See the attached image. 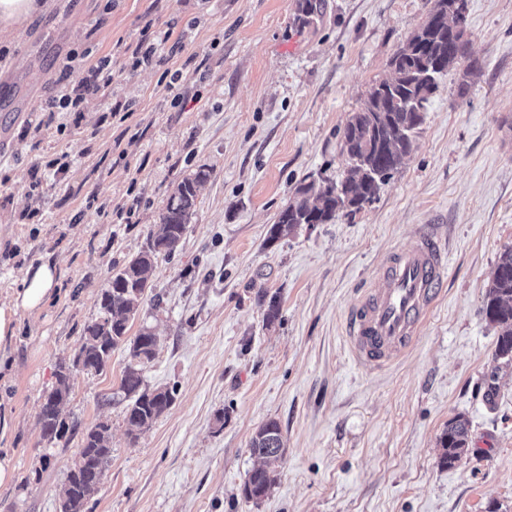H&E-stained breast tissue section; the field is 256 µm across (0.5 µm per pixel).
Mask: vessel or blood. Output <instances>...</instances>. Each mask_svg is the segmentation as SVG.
I'll return each mask as SVG.
<instances>
[{"label":"vessel or blood","mask_w":512,"mask_h":512,"mask_svg":"<svg viewBox=\"0 0 512 512\" xmlns=\"http://www.w3.org/2000/svg\"><path fill=\"white\" fill-rule=\"evenodd\" d=\"M447 271L445 249L429 234L390 253L348 321V341L360 364L382 368L415 344Z\"/></svg>","instance_id":"b4317fda"}]
</instances>
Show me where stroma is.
<instances>
[{
  "instance_id": "35a3bbf8",
  "label": "stroma",
  "mask_w": 512,
  "mask_h": 512,
  "mask_svg": "<svg viewBox=\"0 0 512 512\" xmlns=\"http://www.w3.org/2000/svg\"><path fill=\"white\" fill-rule=\"evenodd\" d=\"M53 0L0 46V71L42 80L29 112L0 110V303L28 266L58 262L59 288L17 317L0 354V455L17 467L0 512H59L78 437L43 438V395L98 318L113 269L145 246L176 186L199 169L195 214L152 296L129 323L159 341L147 388L174 401L131 434L112 400L128 364L122 345L101 373L71 374L64 407L78 429L102 423L112 457L89 512H512V363L494 357L482 312L512 246V0H467V54L482 70L438 79L411 154L376 200L327 224H301L267 244L297 185L339 180L341 131L434 0ZM182 49L135 64L143 36ZM112 83L74 112H52L101 57ZM178 74L168 87L163 72ZM125 105L124 116L111 113ZM64 159L56 172L50 160ZM446 244L448 277L418 341L380 371L357 364L348 316L386 255L424 234ZM281 318L266 324L265 297ZM497 392L486 399L488 383ZM470 447L440 463L449 420ZM279 421L286 455L270 495L241 487L249 440Z\"/></svg>"
}]
</instances>
